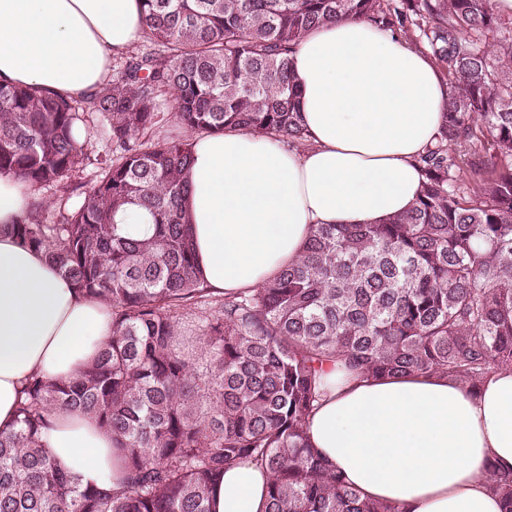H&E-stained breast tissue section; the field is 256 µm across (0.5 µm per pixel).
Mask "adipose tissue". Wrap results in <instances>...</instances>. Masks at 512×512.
Masks as SVG:
<instances>
[{
	"label": "adipose tissue",
	"instance_id": "ef3b65f1",
	"mask_svg": "<svg viewBox=\"0 0 512 512\" xmlns=\"http://www.w3.org/2000/svg\"><path fill=\"white\" fill-rule=\"evenodd\" d=\"M144 31L140 0H0V81L71 98L112 73ZM307 145L291 151L243 130L198 136L186 199L199 271L217 293L261 287L298 260L319 224H375L407 210L417 165L438 134L448 82L426 54L365 20L310 31L292 55ZM36 192L0 175V428L34 374L77 378L112 335V309L76 292L11 224ZM314 448L365 497L398 512H502L488 463L512 469V371L472 388L444 376L362 381L326 367ZM45 440L83 482L123 467L88 417L54 411ZM269 474L227 469L214 512H264Z\"/></svg>",
	"mask_w": 512,
	"mask_h": 512
}]
</instances>
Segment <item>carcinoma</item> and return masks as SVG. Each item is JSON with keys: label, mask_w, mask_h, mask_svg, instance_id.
Returning <instances> with one entry per match:
<instances>
[{"label": "carcinoma", "mask_w": 512, "mask_h": 512, "mask_svg": "<svg viewBox=\"0 0 512 512\" xmlns=\"http://www.w3.org/2000/svg\"><path fill=\"white\" fill-rule=\"evenodd\" d=\"M145 49L80 99L0 82V175L60 192L12 233L82 295L112 336L72 381L35 374L0 429V512H212L228 468L271 475L265 512H396L330 469L306 425L324 367L362 380L442 374L475 387L512 370V19L492 0H141ZM365 19L430 51L449 92L412 207L378 224H319L299 259L253 292L198 275L184 221L192 138L246 130L306 145L291 54L332 21ZM168 113L185 131L143 138ZM93 124L116 156L69 204ZM454 145L456 150L448 151ZM126 205L153 234L113 223ZM66 409L112 436L122 485L83 483L49 454ZM512 512V470L488 467ZM38 195L42 203V218L46 224L57 223V212H58V196L59 191L55 187L45 186L38 190ZM120 231L130 237L144 239L153 233V224L150 215L136 207L120 210L114 218Z\"/></svg>", "instance_id": "cac0c4a2"}]
</instances>
